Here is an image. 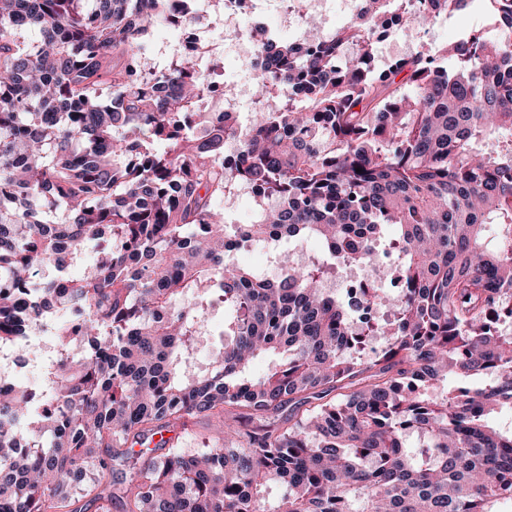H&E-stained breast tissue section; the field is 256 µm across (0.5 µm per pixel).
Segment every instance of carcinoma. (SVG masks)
Returning <instances> with one entry per match:
<instances>
[{
    "label": "carcinoma",
    "mask_w": 512,
    "mask_h": 512,
    "mask_svg": "<svg viewBox=\"0 0 512 512\" xmlns=\"http://www.w3.org/2000/svg\"><path fill=\"white\" fill-rule=\"evenodd\" d=\"M486 1L496 36L376 68L384 14ZM360 4L326 38L256 43L243 133L200 111L225 95L216 59L150 61L169 0H0V347L24 362L21 338L56 337L39 388L0 381V512L512 504V429L492 423L512 411V0ZM243 182L255 219L226 223ZM303 237L324 258L296 263ZM253 243L278 279L231 261ZM352 265L389 289L322 288ZM214 298L224 345L196 371ZM228 413L204 448L150 446Z\"/></svg>",
    "instance_id": "carcinoma-1"
}]
</instances>
